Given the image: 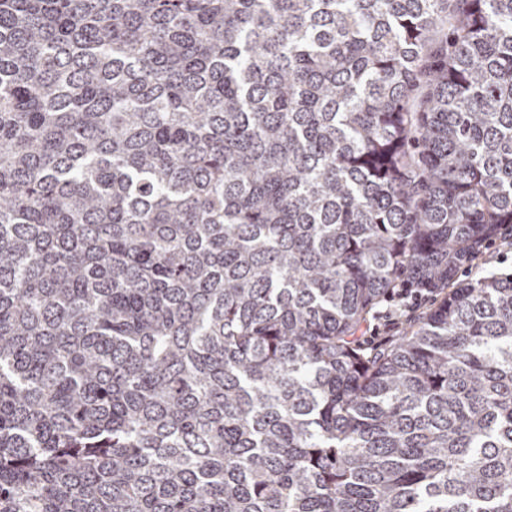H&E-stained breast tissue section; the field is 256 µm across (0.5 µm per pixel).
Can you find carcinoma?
<instances>
[{
    "mask_svg": "<svg viewBox=\"0 0 512 512\" xmlns=\"http://www.w3.org/2000/svg\"><path fill=\"white\" fill-rule=\"evenodd\" d=\"M502 224L512 0H0V512H512ZM512 238L509 232L502 238L487 245L483 251V260L477 266L464 267L459 273V280L475 281L489 271L512 273ZM433 300H434V298L432 296V293H430L428 299L425 302H423L420 306H418L416 309H414L413 311H404L403 308H401L396 301L392 302L389 299L386 300L377 308V312L375 313V315L371 319L369 325L365 329L364 334H363L364 343L372 348L384 343L385 341L390 339L391 336H394L395 334H397V331L399 329H401V327H402L401 324L402 323L404 324L406 319H409L411 316L417 314L418 312L423 311L424 309H427L430 305H432ZM385 311L391 312L393 317H400L399 327L390 332L381 330V331H379L378 335L373 336L374 334L371 333L373 327L374 326L376 327L382 323V321L380 319H378V316L381 315Z\"/></svg>",
    "mask_w": 512,
    "mask_h": 512,
    "instance_id": "cac0c4a2",
    "label": "carcinoma"
}]
</instances>
